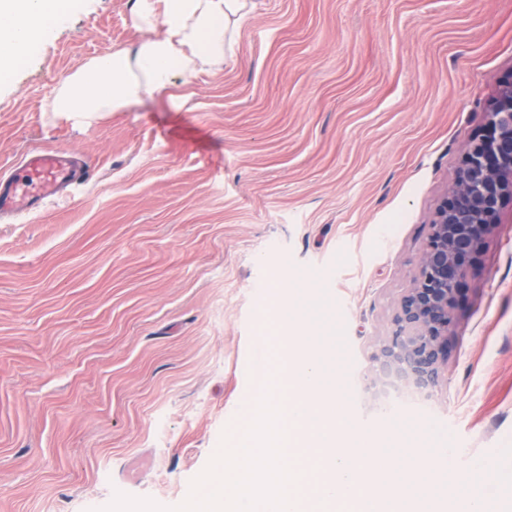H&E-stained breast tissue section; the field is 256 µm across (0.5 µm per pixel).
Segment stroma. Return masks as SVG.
<instances>
[{
  "instance_id": "1",
  "label": "stroma",
  "mask_w": 512,
  "mask_h": 512,
  "mask_svg": "<svg viewBox=\"0 0 512 512\" xmlns=\"http://www.w3.org/2000/svg\"><path fill=\"white\" fill-rule=\"evenodd\" d=\"M133 0H77L0 82V176L77 154L72 197L0 215V512L174 507L257 385L274 294L327 298L347 407L439 428L512 512V210L487 240L427 399L364 380L434 210L499 81L512 0H256L224 67L142 105L52 111L64 79L135 43ZM279 290H271V283Z\"/></svg>"
}]
</instances>
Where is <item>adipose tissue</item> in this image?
<instances>
[{
	"label": "adipose tissue",
	"instance_id": "adipose-tissue-1",
	"mask_svg": "<svg viewBox=\"0 0 512 512\" xmlns=\"http://www.w3.org/2000/svg\"><path fill=\"white\" fill-rule=\"evenodd\" d=\"M73 0H0V81L63 24ZM254 0H134L141 33L133 46L92 59L69 76L52 101L56 112L127 109L218 69L234 52Z\"/></svg>",
	"mask_w": 512,
	"mask_h": 512
}]
</instances>
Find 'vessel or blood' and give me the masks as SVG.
<instances>
[{
    "mask_svg": "<svg viewBox=\"0 0 512 512\" xmlns=\"http://www.w3.org/2000/svg\"><path fill=\"white\" fill-rule=\"evenodd\" d=\"M84 167L54 151L30 154L21 172L0 184V214L40 205L61 188L85 179Z\"/></svg>",
    "mask_w": 512,
    "mask_h": 512,
    "instance_id": "1",
    "label": "vessel or blood"
}]
</instances>
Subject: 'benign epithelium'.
<instances>
[{
	"label": "benign epithelium",
	"mask_w": 512,
	"mask_h": 512,
	"mask_svg": "<svg viewBox=\"0 0 512 512\" xmlns=\"http://www.w3.org/2000/svg\"><path fill=\"white\" fill-rule=\"evenodd\" d=\"M512 206V72L483 110L466 143L458 177L439 201L412 287L400 299L387 335L370 359L371 388L397 381L419 394L436 387L450 352V329L463 283L501 213Z\"/></svg>",
	"instance_id": "obj_1"
}]
</instances>
